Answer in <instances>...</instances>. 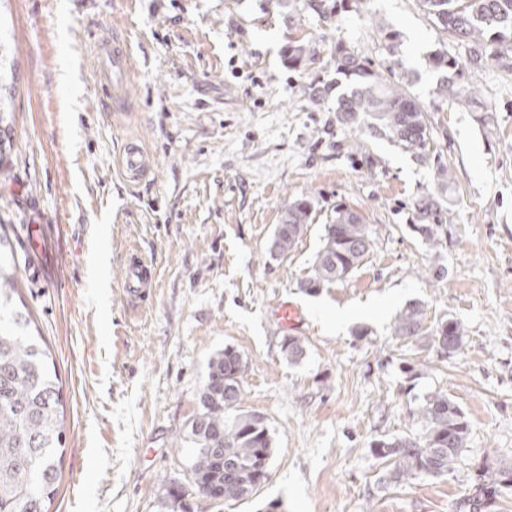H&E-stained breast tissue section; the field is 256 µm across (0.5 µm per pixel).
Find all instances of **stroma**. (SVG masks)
<instances>
[{"label": "stroma", "mask_w": 512, "mask_h": 512, "mask_svg": "<svg viewBox=\"0 0 512 512\" xmlns=\"http://www.w3.org/2000/svg\"><path fill=\"white\" fill-rule=\"evenodd\" d=\"M399 35L390 54L381 29ZM128 41L122 100L104 99L94 43ZM7 65L0 101L12 147L0 167V224L14 245L18 296L55 364L64 401L60 482L47 512H454L485 469L512 466V64L475 66L470 47L417 0H363L324 20L306 0H0ZM320 52L289 68V39ZM388 72L415 70L429 144L454 178L434 241L413 204L435 169L396 141L337 124L327 44ZM461 66L478 102L437 93L428 58ZM363 140L365 157L350 145ZM137 144L149 163L127 180ZM313 222L270 254L284 208ZM357 212L372 249L343 281L309 292L336 204ZM158 286L124 292L129 252ZM302 321L282 327L279 303ZM421 303L426 325L464 330L451 358L396 342L392 324ZM306 348L288 362L282 340ZM242 356V407L272 437L269 477L252 496L213 506L195 489L179 431L197 411L209 360ZM463 409L470 435L447 475L393 483L372 442L417 432L432 391ZM146 158L142 149L136 145L128 146L122 157V168L127 177L134 180L146 171Z\"/></svg>", "instance_id": "stroma-1"}]
</instances>
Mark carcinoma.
Wrapping results in <instances>:
<instances>
[{
    "instance_id": "cac0c4a2",
    "label": "carcinoma",
    "mask_w": 512,
    "mask_h": 512,
    "mask_svg": "<svg viewBox=\"0 0 512 512\" xmlns=\"http://www.w3.org/2000/svg\"><path fill=\"white\" fill-rule=\"evenodd\" d=\"M351 0H309V7L328 19L349 8ZM420 10L442 30L471 45L475 60L512 58V0H418ZM317 49L295 38L285 47L288 66L298 69L313 60ZM336 73L352 81L346 94L336 99V122L363 125L390 136L421 163L431 162L428 116L409 87L414 72L402 60L394 61L402 73L395 81L371 69L368 60L351 53L340 42L330 44ZM430 67L442 72L438 94L454 104L467 106L474 92L458 80L460 65L442 50L429 57ZM437 190L421 196L416 209L418 227L428 241H435L430 220L441 210L450 189L449 169L437 164ZM312 221L308 200H293L285 208L278 254L290 251L297 237L293 226ZM371 249L368 225L345 205L334 208L315 255L311 275L300 287L307 291L342 281ZM11 239L0 232V512H47L46 503L57 492L59 446L63 433V398L50 355L30 334V314L14 301L17 292ZM425 310L411 303L395 320L392 336L400 341H420L442 356H453L462 346L464 332L450 320L429 330ZM282 352L291 363L305 354L300 339L287 336ZM242 356L232 347L208 362L207 376L197 394L198 410L186 424L181 438L190 470L202 496L218 505L240 501L267 481L258 463L271 457L272 442L263 420L241 412L244 392L240 383ZM417 435L379 440L371 450L389 460V480L403 482L416 475L444 476L453 469L469 433L465 413L448 394H428L415 410ZM476 492L462 499L457 512H483L488 499L512 487V468L484 471Z\"/></svg>"
}]
</instances>
